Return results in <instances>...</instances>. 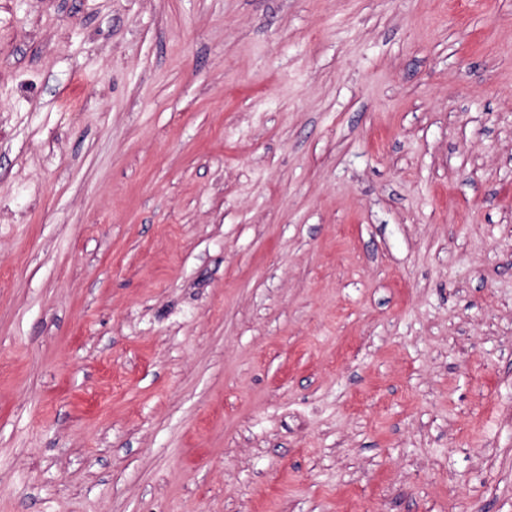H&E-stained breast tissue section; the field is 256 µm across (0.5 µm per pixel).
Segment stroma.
Wrapping results in <instances>:
<instances>
[{
  "mask_svg": "<svg viewBox=\"0 0 512 512\" xmlns=\"http://www.w3.org/2000/svg\"><path fill=\"white\" fill-rule=\"evenodd\" d=\"M0 512H512V0H0Z\"/></svg>",
  "mask_w": 512,
  "mask_h": 512,
  "instance_id": "obj_1",
  "label": "stroma"
}]
</instances>
